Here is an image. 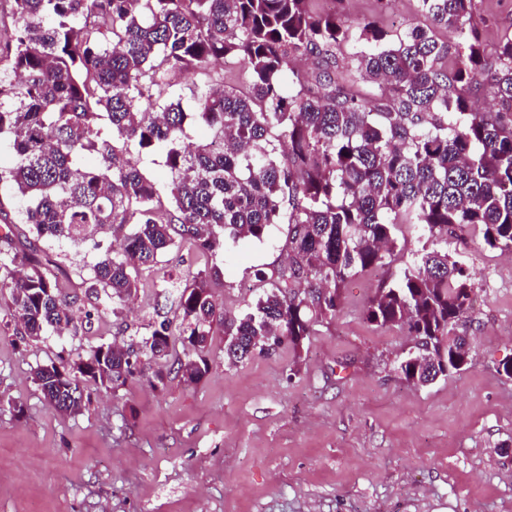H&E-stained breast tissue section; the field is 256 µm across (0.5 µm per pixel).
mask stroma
I'll return each mask as SVG.
<instances>
[{
  "instance_id": "35a3bbf8",
  "label": "stroma",
  "mask_w": 512,
  "mask_h": 512,
  "mask_svg": "<svg viewBox=\"0 0 512 512\" xmlns=\"http://www.w3.org/2000/svg\"><path fill=\"white\" fill-rule=\"evenodd\" d=\"M351 19L406 31L422 24L416 0H347ZM473 21L487 51L512 35V0H476ZM286 225L264 242L243 239L209 255L191 240L142 269L121 316L92 295L90 332L32 341L0 332V512H512V254L491 251L479 231L448 238L479 290L471 318L472 363L414 387L394 370L411 345L362 310L392 270L355 278L336 317L317 326L301 352L281 346L235 367L224 364V327L214 323L211 369L198 384L169 374L98 392L77 415L53 410L32 370L111 343L124 328L148 336L164 277L191 282L215 265L211 288L222 318L240 317L257 297L255 268L277 261ZM65 294L92 261L87 246L50 247ZM76 294V293H75Z\"/></svg>"
}]
</instances>
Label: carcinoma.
<instances>
[{
    "label": "carcinoma",
    "instance_id": "cac0c4a2",
    "mask_svg": "<svg viewBox=\"0 0 512 512\" xmlns=\"http://www.w3.org/2000/svg\"><path fill=\"white\" fill-rule=\"evenodd\" d=\"M0 20V219L4 238L24 224L36 243H91L131 226L119 249L79 270L86 291L117 317L136 293L141 267L177 238L216 255L242 238L262 242L288 225V260L259 269L260 293L241 317L224 321V361L236 366L283 344L300 353L315 326L340 309L358 275L402 264L375 289L363 314L413 338L400 377L426 386L470 365L454 333L470 316L477 288L448 254V233L480 229L487 248L512 254V37L487 61L472 21L474 0H417L424 24L393 33L354 23L343 0L315 13L309 0H4ZM455 27L460 41L433 29ZM376 90L372 101L336 79V50ZM227 55L248 81L226 88L211 62ZM312 59L308 70L293 66ZM202 71L196 111L167 99L175 78ZM485 87L495 114L475 106ZM208 138L185 142L188 119ZM103 123L104 137L90 136ZM158 154L165 192L141 169ZM12 205L15 220L8 218ZM415 231L420 246L399 238ZM410 260H404L405 256ZM41 249H0V297L15 334L37 340L77 335L92 324L78 296H60ZM213 265L193 284L166 283L175 307L150 335L125 347L100 344L85 356L34 369L57 412L91 404L82 382L115 391L157 367L164 383L171 338L192 351L176 373L199 383L217 303Z\"/></svg>",
    "mask_w": 512,
    "mask_h": 512
}]
</instances>
